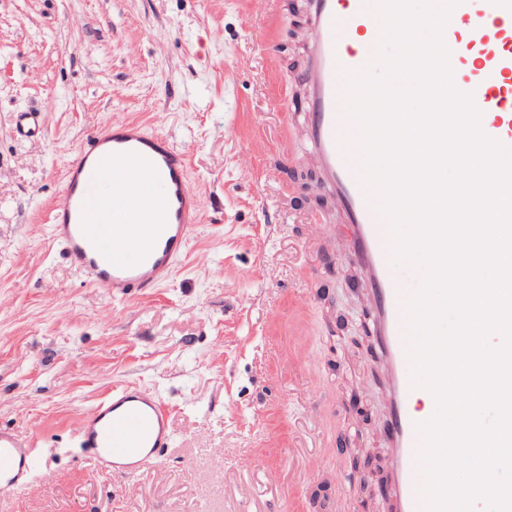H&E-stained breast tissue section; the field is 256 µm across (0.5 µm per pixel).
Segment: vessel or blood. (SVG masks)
I'll list each match as a JSON object with an SVG mask.
<instances>
[{
    "label": "vessel or blood",
    "mask_w": 512,
    "mask_h": 512,
    "mask_svg": "<svg viewBox=\"0 0 512 512\" xmlns=\"http://www.w3.org/2000/svg\"><path fill=\"white\" fill-rule=\"evenodd\" d=\"M376 0H312L311 37L302 81L305 126L321 181L349 230L344 260L359 267L371 295L369 326L386 369V425L399 512H425L417 408L408 326L410 289L392 263L389 222L363 180V161L344 134L348 75L367 66L380 40ZM452 83L471 95L485 136L512 146V0H459L443 30ZM185 149L131 120L93 133L68 164L50 213L52 239L87 282L113 299L168 283L204 207L187 178ZM170 414L159 393L141 384L114 388L78 419L76 446L96 466L136 475L170 448ZM37 468L32 437L0 427V491L27 486Z\"/></svg>",
    "instance_id": "obj_1"
}]
</instances>
